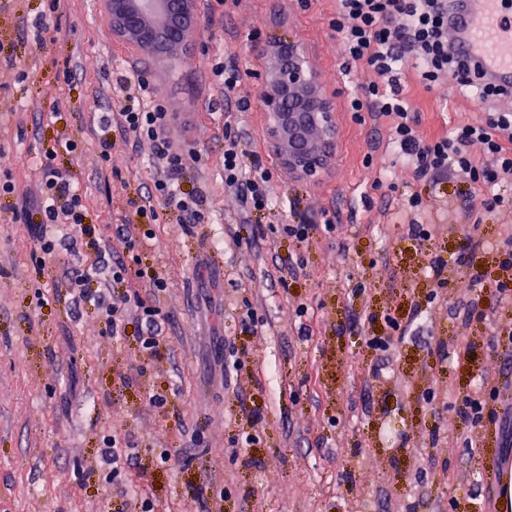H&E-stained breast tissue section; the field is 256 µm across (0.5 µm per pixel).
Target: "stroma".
Wrapping results in <instances>:
<instances>
[{"instance_id":"obj_1","label":"stroma","mask_w":512,"mask_h":512,"mask_svg":"<svg viewBox=\"0 0 512 512\" xmlns=\"http://www.w3.org/2000/svg\"><path fill=\"white\" fill-rule=\"evenodd\" d=\"M43 5L0 0V179L17 185L0 199V512H132L138 500L153 512H200V487L209 512H401L411 502L415 512H452L455 496L486 512L499 501L501 485L485 478L482 434L418 391L433 377L460 390L473 377L512 387V342L490 351L493 328L442 311L435 340L469 347L471 366L438 363L408 339L393 372L376 378V353L350 317L369 311L371 333L390 335L385 315H406L433 289L427 255L447 259L453 283L462 239L476 231L498 245L512 229V207L472 203L460 177L429 186L390 146L384 117L352 110L373 75L348 61L331 29L337 0H198L200 39L166 60L113 42L103 0H67L58 32L38 45L31 21ZM288 40L304 47L336 102V153L315 182L290 176L267 147L263 93L275 46ZM202 53L238 65L246 111H227L209 74L192 64ZM66 68L74 78L51 119L42 90ZM134 68L156 80L173 114L185 189L207 199L206 223L187 231L176 211L158 209L154 238L120 252L168 281L164 291H140L169 316L155 361L139 350L135 317L113 336L100 312L75 308L64 256L38 263L29 231L42 222V151L59 136L79 143L55 164L83 193L88 223L107 225L111 238L116 225L139 223L133 201L156 177L150 149L119 138L105 163L92 132L94 111L112 104L113 73ZM401 83L429 135L489 110L454 84L422 86L411 69ZM228 124L270 169L274 211L245 213L225 191ZM378 175L389 186L373 189ZM414 193L427 239L408 232ZM23 209L24 221L16 217ZM329 221L336 232L304 244L281 234L285 224ZM362 281L365 293L355 294ZM247 304L258 320L253 332L240 319ZM303 322L310 338L298 335ZM233 348L245 351V366L229 385L224 359ZM154 391L167 394L165 407L151 405ZM253 410L263 418L260 440L236 448ZM108 436L139 454L120 484L100 459Z\"/></svg>"}]
</instances>
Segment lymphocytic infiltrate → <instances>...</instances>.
I'll list each match as a JSON object with an SVG mask.
<instances>
[{
    "label": "lymphocytic infiltrate",
    "instance_id": "f902f5d3",
    "mask_svg": "<svg viewBox=\"0 0 512 512\" xmlns=\"http://www.w3.org/2000/svg\"><path fill=\"white\" fill-rule=\"evenodd\" d=\"M332 28L351 62L369 68L375 75L361 96L351 101L353 111L369 110L389 121V140L398 153L411 162L418 176L439 184L464 175L471 188L480 194V204L493 210L507 203L506 188H512V112L489 113L478 121H463L445 135L426 136L417 128L401 85L407 64H414L425 85H439L456 79L461 89L480 101L506 96L507 91L485 83L480 73L457 58L448 46V0H338ZM116 92L121 102L116 111L99 116L94 133L99 157L109 161L114 133L132 139L134 146L150 145L151 159L159 175L153 188L137 205L139 223L122 224L117 229L127 250H134L138 237L152 238V228L145 225L148 203L157 200L180 215L183 227L203 223L204 200L196 192L181 186L183 154L169 135L170 114L152 79L139 73L117 76ZM483 146L482 158L469 152L472 143ZM78 144L67 137L46 145L41 170L42 201L39 211L44 222L63 224L69 240L46 238L40 226L32 225L44 255H55L65 248L75 261L68 265L65 277L77 301L104 306L106 324L113 335L125 332L129 306H136L139 332L137 342L151 357L161 354L160 310L145 301H132L129 293L119 292V285L131 276L127 263L113 257L112 247L98 237L95 225L86 221L84 198L70 173L55 164L59 152H76ZM271 178L258 155L242 147V137L232 128L224 130V187L231 190L248 212L272 210L267 184ZM91 247L92 256L82 258L81 246ZM483 239L468 235L460 247L457 261L466 266L465 293L460 301L466 319L494 322L495 314L482 305L486 293H493L500 309L512 307V237L498 245L492 259L500 271L494 281H486L480 272L471 271L476 253L484 251ZM432 399L451 400L461 420L478 425H495L502 447L512 446V404L506 403L498 388H474L470 393L449 398L447 389H431Z\"/></svg>",
    "mask_w": 512,
    "mask_h": 512
}]
</instances>
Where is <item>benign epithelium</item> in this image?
Listing matches in <instances>:
<instances>
[{
  "instance_id": "1",
  "label": "benign epithelium",
  "mask_w": 512,
  "mask_h": 512,
  "mask_svg": "<svg viewBox=\"0 0 512 512\" xmlns=\"http://www.w3.org/2000/svg\"><path fill=\"white\" fill-rule=\"evenodd\" d=\"M106 12L113 37L159 59L199 36L195 0H106ZM275 55L264 91L268 148L289 174L313 179L336 152L335 103L299 44L282 42Z\"/></svg>"
}]
</instances>
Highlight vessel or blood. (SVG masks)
<instances>
[{
    "label": "vessel or blood",
    "instance_id": "vessel-or-blood-1",
    "mask_svg": "<svg viewBox=\"0 0 512 512\" xmlns=\"http://www.w3.org/2000/svg\"><path fill=\"white\" fill-rule=\"evenodd\" d=\"M448 30L456 56L485 82L512 89V14L502 0H448Z\"/></svg>",
    "mask_w": 512,
    "mask_h": 512
}]
</instances>
